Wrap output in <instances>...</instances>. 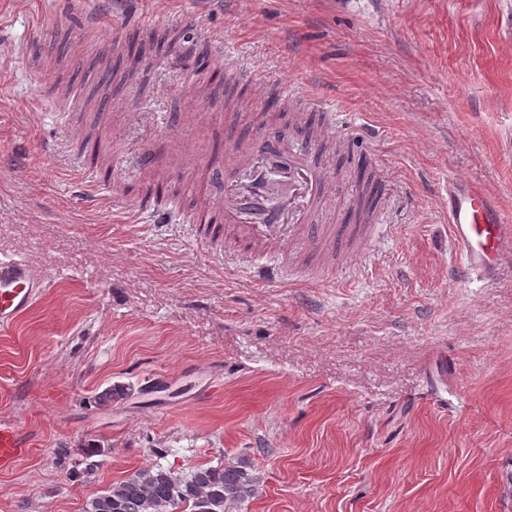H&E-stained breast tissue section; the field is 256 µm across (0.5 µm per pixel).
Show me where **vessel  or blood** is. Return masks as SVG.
<instances>
[{
    "label": "vessel or blood",
    "instance_id": "b4317fda",
    "mask_svg": "<svg viewBox=\"0 0 512 512\" xmlns=\"http://www.w3.org/2000/svg\"><path fill=\"white\" fill-rule=\"evenodd\" d=\"M219 181L210 221L194 220L193 235L207 248L230 237L239 258L269 257L283 267L310 254H324L330 261L337 251L355 252L365 245L348 227L329 235L314 225L328 184L313 153H295L261 138L250 149L233 153ZM447 193L448 225L461 274L492 279L512 249V216L479 182L449 180ZM42 288L26 264L0 261V324L29 310ZM30 448L31 440L18 424L0 419L1 472L12 469Z\"/></svg>",
    "mask_w": 512,
    "mask_h": 512
}]
</instances>
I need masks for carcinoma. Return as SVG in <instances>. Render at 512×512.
Returning a JSON list of instances; mask_svg holds the SVG:
<instances>
[{
    "mask_svg": "<svg viewBox=\"0 0 512 512\" xmlns=\"http://www.w3.org/2000/svg\"><path fill=\"white\" fill-rule=\"evenodd\" d=\"M179 49L180 35L172 29L158 32L147 45L131 35L115 43L111 57L100 60L102 75L88 88L81 108L103 115L112 98V89L146 82L153 68L155 51L175 53ZM230 106L239 110L246 108L245 94L236 76L226 71L224 107ZM290 123L309 139L317 136L319 125L311 115L295 112ZM75 137L82 144L94 142L98 160L109 151L104 128L96 122L76 128ZM108 452L109 449L96 443L82 448L84 473L93 472L98 465L96 457ZM262 489L260 471L244 458L228 457L215 466L197 465L187 471L155 461L89 499L83 512H241Z\"/></svg>",
    "mask_w": 512,
    "mask_h": 512,
    "instance_id": "1",
    "label": "carcinoma"
}]
</instances>
